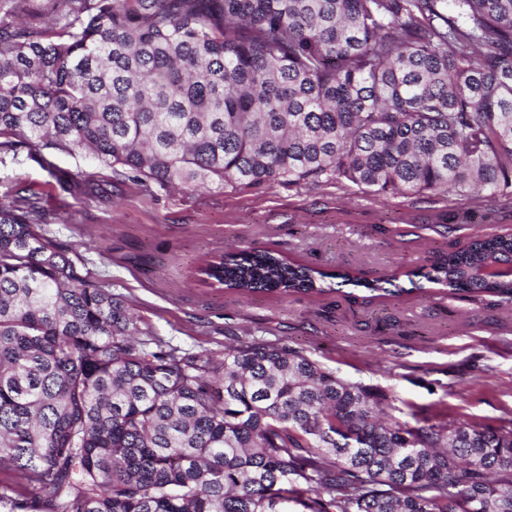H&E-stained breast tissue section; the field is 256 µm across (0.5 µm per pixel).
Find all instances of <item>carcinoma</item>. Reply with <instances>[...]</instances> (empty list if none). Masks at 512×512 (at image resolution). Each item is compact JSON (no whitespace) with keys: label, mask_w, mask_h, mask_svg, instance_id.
<instances>
[{"label":"carcinoma","mask_w":512,"mask_h":512,"mask_svg":"<svg viewBox=\"0 0 512 512\" xmlns=\"http://www.w3.org/2000/svg\"><path fill=\"white\" fill-rule=\"evenodd\" d=\"M91 154L164 188L336 180L378 195L512 196V0H0V163ZM0 203L6 512H512V418L410 425L382 390L286 344H164ZM512 235L424 277L512 303ZM199 275L244 295L327 274L237 248ZM343 282L381 296L396 277Z\"/></svg>","instance_id":"carcinoma-1"}]
</instances>
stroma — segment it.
<instances>
[{"label": "stroma", "mask_w": 512, "mask_h": 512, "mask_svg": "<svg viewBox=\"0 0 512 512\" xmlns=\"http://www.w3.org/2000/svg\"><path fill=\"white\" fill-rule=\"evenodd\" d=\"M35 192L48 236L124 300L141 329L220 358L242 341L288 345L339 376L380 388L404 412L498 426L512 412V304L448 296L410 279L481 235L512 234V198L490 207L431 192L376 196L336 182L209 186L115 179L88 153H19L0 164V201ZM233 247L323 271L396 276L397 296L240 293L197 269Z\"/></svg>", "instance_id": "stroma-1"}]
</instances>
